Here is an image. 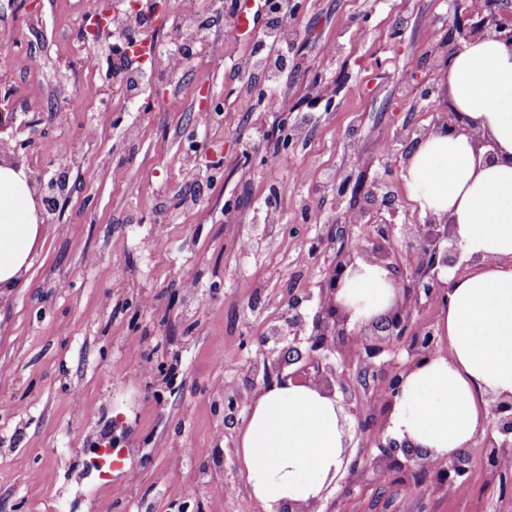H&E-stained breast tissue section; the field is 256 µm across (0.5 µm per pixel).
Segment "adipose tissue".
I'll use <instances>...</instances> for the list:
<instances>
[{
  "instance_id": "obj_1",
  "label": "adipose tissue",
  "mask_w": 512,
  "mask_h": 512,
  "mask_svg": "<svg viewBox=\"0 0 512 512\" xmlns=\"http://www.w3.org/2000/svg\"><path fill=\"white\" fill-rule=\"evenodd\" d=\"M452 106L469 131L435 127L415 143L404 179L421 214L449 217L470 272L452 281L438 331L448 351L424 359L405 378L387 423L390 437L441 461L470 447L490 405L512 398V49L478 39L448 67ZM498 147L488 162L477 139ZM46 239L23 168L0 164V296L11 292ZM364 322L395 301L388 273L362 265L339 293ZM337 402L308 385L275 386L252 404L240 441L246 479L266 506L322 498L341 470L346 434Z\"/></svg>"
}]
</instances>
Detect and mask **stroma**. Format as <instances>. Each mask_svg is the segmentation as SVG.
I'll list each match as a JSON object with an SVG mask.
<instances>
[{
	"instance_id": "35a3bbf8",
	"label": "stroma",
	"mask_w": 512,
	"mask_h": 512,
	"mask_svg": "<svg viewBox=\"0 0 512 512\" xmlns=\"http://www.w3.org/2000/svg\"><path fill=\"white\" fill-rule=\"evenodd\" d=\"M88 9L89 0H39L33 12L0 0V29L14 36L0 94L9 93L18 125L44 129L56 146L16 158L31 181L69 177L32 267L0 297V512H268L239 456L249 409L229 424L224 401L259 396L267 324L283 323L291 295L317 294L341 245L337 221L368 207L374 181L388 182L400 223H421L404 157L448 110L444 41L471 12L454 0H305L288 19L294 67L280 93L307 130L284 151L281 113L256 106L243 68L254 39L234 19L214 31L223 65L197 56L144 109L114 91L106 56L89 72L93 47L80 34ZM92 74L114 108L90 138L83 85ZM422 83L436 89L426 102ZM316 84L332 92L315 107ZM207 91L224 112L202 132ZM272 154L280 167L267 166ZM191 165L201 190L184 179ZM328 173L349 177L344 195ZM274 188L273 234L241 250L240 240L263 236L261 205ZM164 212L176 221L159 223ZM318 237L325 252L303 262ZM252 308L261 320L247 319ZM106 429L131 454L102 479L72 451L94 448ZM511 502L512 477L492 480L482 461L463 497L430 471L365 468L349 492L328 493L323 512H417L421 503L427 512H502Z\"/></svg>"
}]
</instances>
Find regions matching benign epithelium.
Returning a JSON list of instances; mask_svg holds the SVG:
<instances>
[{
	"mask_svg": "<svg viewBox=\"0 0 512 512\" xmlns=\"http://www.w3.org/2000/svg\"><path fill=\"white\" fill-rule=\"evenodd\" d=\"M479 12L484 14L481 28L458 27L448 38V56L461 51L465 44L481 37H491L512 48V0H480ZM106 13L94 11L86 15L83 29L92 42L107 46L119 45L127 35L122 27H112ZM466 118L452 110L439 116L434 125L454 129L464 128ZM58 193L57 182H39L35 194L42 205H47ZM376 204L362 232L356 225H339L337 229L346 239L336 257L323 271L318 284L319 304L310 313L304 303L311 295L294 296L288 300V316L284 324L273 328L265 337V360L273 370V377L263 382V389L272 384L287 386L305 384L318 388L334 398L341 394L345 412L355 420L356 437H361L370 427V420L362 412L364 403L358 397L359 385L373 384L380 388L382 400L392 408L401 393L407 374L421 360L435 355L431 347L417 349L412 346L419 335L409 319L412 309L422 307V302L444 306L452 283L439 280L443 268L463 272L472 261L464 260L451 232L448 219L428 216L423 224H398L394 217L397 208L384 186L376 184L370 193ZM421 237L427 245L418 264L407 272L399 257L397 240L408 246L412 239ZM378 265L389 271L394 287L403 301L364 324L350 325L347 307L336 300L348 268H357L356 261ZM402 343L406 360L398 361ZM492 419L487 428L485 447L488 453L500 456L512 450V400H497L491 408ZM376 453L371 455L373 467L381 470H431L448 475L454 482H467L470 460L460 451L438 465L431 464L426 453L409 443H398L389 436L378 433Z\"/></svg>",
	"mask_w": 512,
	"mask_h": 512,
	"instance_id": "7a95c632",
	"label": "benign epithelium"
}]
</instances>
